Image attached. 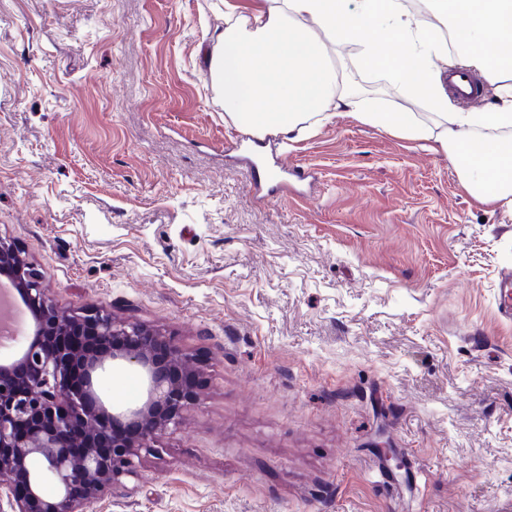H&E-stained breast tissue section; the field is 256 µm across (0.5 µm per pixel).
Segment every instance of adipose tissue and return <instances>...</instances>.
<instances>
[{
    "instance_id": "obj_1",
    "label": "adipose tissue",
    "mask_w": 512,
    "mask_h": 512,
    "mask_svg": "<svg viewBox=\"0 0 512 512\" xmlns=\"http://www.w3.org/2000/svg\"><path fill=\"white\" fill-rule=\"evenodd\" d=\"M437 24L452 25L456 52L437 24L413 15L406 0H254L243 9L224 0L225 26L207 61L225 119L253 134L289 136L348 112L360 122L424 142L460 166V184L475 200L512 208V172L497 142L473 144L479 129L512 131V0H433ZM353 43L354 63L385 74L431 114L379 111L343 82L330 49ZM454 57L464 71L494 85L485 112L458 111L437 69Z\"/></svg>"
}]
</instances>
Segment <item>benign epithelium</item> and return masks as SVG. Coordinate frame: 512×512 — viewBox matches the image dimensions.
I'll use <instances>...</instances> for the list:
<instances>
[{"label":"benign epithelium","mask_w":512,"mask_h":512,"mask_svg":"<svg viewBox=\"0 0 512 512\" xmlns=\"http://www.w3.org/2000/svg\"><path fill=\"white\" fill-rule=\"evenodd\" d=\"M0 276L35 316L34 330L21 333L16 357L0 363V512H90L111 484L135 472L142 454L157 451L156 438L179 423L194 395L179 380L196 372L194 358L146 324L96 309H62L43 273L1 236ZM79 324L89 326L100 353H85L70 340ZM108 362L146 376L143 403L107 410L97 374ZM77 363L83 372L79 390L70 384ZM34 457L42 459L37 472L29 468ZM47 480L56 484V494L42 492Z\"/></svg>","instance_id":"1"}]
</instances>
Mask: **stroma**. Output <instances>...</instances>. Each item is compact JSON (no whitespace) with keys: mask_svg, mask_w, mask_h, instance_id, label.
Here are the masks:
<instances>
[{"mask_svg":"<svg viewBox=\"0 0 512 512\" xmlns=\"http://www.w3.org/2000/svg\"><path fill=\"white\" fill-rule=\"evenodd\" d=\"M223 29L224 0H0V236L61 307L199 370L95 512H512V211L346 112L260 141L308 178L258 198L203 61ZM336 54L367 105L425 114ZM100 383L146 397L135 370Z\"/></svg>","mask_w":512,"mask_h":512,"instance_id":"35a3bbf8","label":"stroma"}]
</instances>
